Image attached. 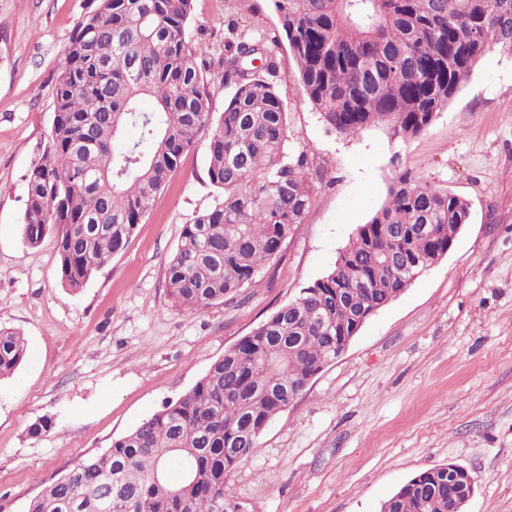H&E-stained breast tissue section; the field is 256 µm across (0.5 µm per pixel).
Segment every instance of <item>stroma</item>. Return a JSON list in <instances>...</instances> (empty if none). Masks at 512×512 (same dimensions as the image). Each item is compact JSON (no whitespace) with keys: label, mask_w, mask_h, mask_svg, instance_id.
<instances>
[{"label":"stroma","mask_w":512,"mask_h":512,"mask_svg":"<svg viewBox=\"0 0 512 512\" xmlns=\"http://www.w3.org/2000/svg\"><path fill=\"white\" fill-rule=\"evenodd\" d=\"M88 0H0V327L28 357L0 381V512L187 393L240 338L327 272L394 177L467 200L452 250L362 326L227 477L247 512H380L415 474L455 463L477 480L467 512H512V54L493 47L417 137L343 138L312 109L287 43L276 50L288 146L310 152L313 202L274 279L191 317L165 263L213 206L210 131L182 157L125 248L63 287L53 237L22 238L27 176L53 120L56 80ZM271 32L273 0H195L189 31L224 52L228 25ZM331 171L332 181L319 179ZM41 432H34V425Z\"/></svg>","instance_id":"1"}]
</instances>
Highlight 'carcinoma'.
Segmentation results:
<instances>
[{"mask_svg":"<svg viewBox=\"0 0 512 512\" xmlns=\"http://www.w3.org/2000/svg\"><path fill=\"white\" fill-rule=\"evenodd\" d=\"M273 37L224 44L233 88L213 121L208 44L188 39L194 0H90L56 80L54 116L28 176L22 234L55 233L63 285L83 287L148 214L198 134L213 127L207 176L215 205L183 225L165 281L194 316L234 301L276 264L312 204L308 151L287 145L269 45L288 42L296 77L322 122L342 137L377 125L411 139L444 110L491 47L512 53V0H275ZM155 102L151 110L143 98ZM137 137L117 152L126 128ZM456 194L397 175L384 205L356 227L333 265L216 360L196 384L31 499L26 512H236L224 484L267 425L336 358L361 309L398 298L409 257L447 247L468 221ZM418 224L430 230L415 231ZM371 228L373 249L364 233ZM370 283L360 288V279ZM345 298L336 299V281ZM28 354L0 327V378ZM448 465L410 478L380 512H448Z\"/></svg>","mask_w":512,"mask_h":512,"instance_id":"carcinoma-1","label":"carcinoma"}]
</instances>
